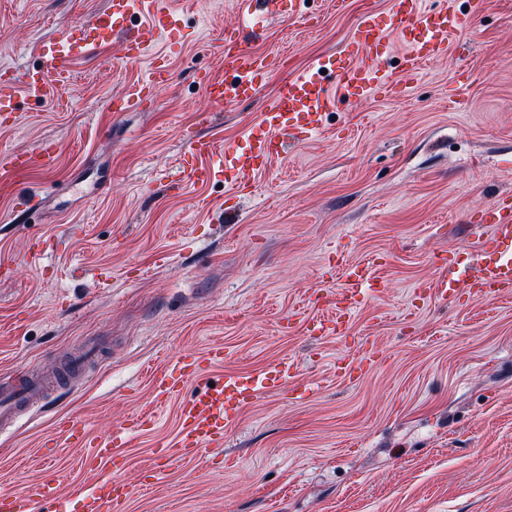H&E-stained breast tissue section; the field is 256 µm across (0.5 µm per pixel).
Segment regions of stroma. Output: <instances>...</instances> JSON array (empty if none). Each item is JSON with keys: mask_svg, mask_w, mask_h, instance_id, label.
<instances>
[{"mask_svg": "<svg viewBox=\"0 0 512 512\" xmlns=\"http://www.w3.org/2000/svg\"><path fill=\"white\" fill-rule=\"evenodd\" d=\"M171 2L193 40L159 39L133 63L99 49L76 61L61 100L18 92L19 122L0 128V150H58L54 168L0 193V262L10 267L0 277V373L53 367L88 339L103 345L74 384L0 433V487L22 488L49 467L82 478L80 449L42 454L61 417L100 437L141 412L157 426L130 443L128 512H512V297L450 304L420 294L436 255L473 264L475 208L512 198V0H458L473 17L460 35L469 52L428 64L405 95L338 102L324 133L248 190L215 181L182 195L167 182L188 138L202 129L220 143L242 139L273 87L212 104L196 75L219 70L235 0ZM108 5L0 0V69L23 80L60 26ZM390 6L295 0L252 47L280 50L285 68L301 70L341 50L361 11ZM156 54L170 78L153 105L110 112ZM40 236L58 247L36 270L23 255ZM332 253L382 254L387 287L353 315L351 336L321 340L302 325ZM215 343L224 361L213 375L291 358L317 390L303 403L259 397L223 447L148 482L153 450L177 429V404L156 403L152 377ZM340 360L357 366L355 379L337 378Z\"/></svg>", "mask_w": 512, "mask_h": 512, "instance_id": "1", "label": "stroma"}]
</instances>
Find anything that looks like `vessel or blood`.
Returning <instances> with one entry per match:
<instances>
[{"instance_id":"b4317fda","label":"vessel or blood","mask_w":512,"mask_h":512,"mask_svg":"<svg viewBox=\"0 0 512 512\" xmlns=\"http://www.w3.org/2000/svg\"><path fill=\"white\" fill-rule=\"evenodd\" d=\"M241 5V23L221 50V73L206 71L198 80L215 104L250 97L271 76L276 77V86L249 128L245 144L190 138L186 157L170 180L172 188L180 190L221 179L235 190L246 189L255 176L265 173L285 153L288 144L303 143L321 134L337 98L361 100L382 88L406 92L426 64L447 56L456 35L471 22L470 15L457 10L456 0H443L441 9L435 12L422 0H392L386 20H378L370 10L359 15L343 53L333 58L317 57L304 70L291 72L282 67L278 53H260L249 46L250 38L263 32L266 19L280 14L282 0H241ZM163 35L174 44L188 38L187 32L176 25L167 0H111L108 10L94 21L65 24L52 41L42 46L38 69L25 76V91L37 99L59 96L71 79L73 61L91 50L110 46L122 61H132ZM395 37L403 45V68L398 73L387 66ZM333 69L338 79L331 83L326 74ZM168 76L167 60L156 58L149 79L133 92L113 98L111 111L143 108ZM17 120L14 82L0 81V125L11 127ZM55 155L53 146L43 144L1 157L0 185L17 184L33 168L51 167ZM475 214L477 223L490 227L477 245L483 260L463 268L456 255L445 257L431 284L436 298L452 302L461 293L474 298L512 295V203L483 205ZM377 265L374 259L364 263L337 260L341 286L327 291L324 313L313 324L316 335H346L351 314L385 288L384 281L374 273ZM223 358V345H215L205 355L183 356L154 377L157 403H166L176 395L181 401L179 429L147 466L150 478L161 479L174 463L194 459L202 449L223 446L224 432L242 407L271 391L291 386L297 379V366L290 360L245 377L211 378L209 366ZM49 381V375L27 368L0 380V429L16 427L28 406L47 394ZM190 382L196 383L197 389L183 396V388ZM145 425L143 417L133 415L111 435L90 439L74 420L62 421L59 431L69 444L82 449L80 468L90 473V480L67 487L60 471L47 470L40 481L23 489L1 488L0 512H41L44 505L64 499L78 502L79 512H125L128 491L119 475L127 463L126 447Z\"/></svg>"}]
</instances>
